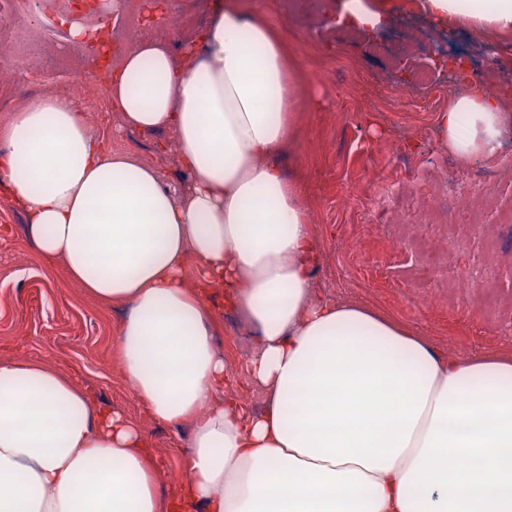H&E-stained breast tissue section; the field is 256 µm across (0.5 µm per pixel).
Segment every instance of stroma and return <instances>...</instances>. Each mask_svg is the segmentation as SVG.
<instances>
[{"mask_svg":"<svg viewBox=\"0 0 512 512\" xmlns=\"http://www.w3.org/2000/svg\"><path fill=\"white\" fill-rule=\"evenodd\" d=\"M62 0H19L31 11L36 37L66 46L67 26L56 13ZM339 0H263L262 14L283 31L317 96L299 147L286 158L301 170L322 253L312 277L336 298L355 299L424 330L441 348L466 356L512 347V227L502 214L512 208V153L464 164L435 139L436 111L400 104L373 89L380 81L412 85L419 98L434 87L453 85L450 71L435 68L431 52L416 45L399 49L382 31H357L339 21ZM499 52L484 61L494 79L512 86V35H470L464 52L488 46ZM92 72L108 77L97 56H82L66 74L44 69L0 80V94L36 97V84L63 92ZM99 115L93 133L115 151H132L158 165L166 181L184 186L173 155L157 150L159 135L121 126L96 87L82 100ZM469 172L466 203L446 194L458 173ZM400 192L386 221L372 224L366 212L381 182ZM447 196L448 212L433 215L431 197ZM14 228L0 241V355L42 359L69 373L106 405L139 420L143 414L127 387L115 355L118 312L75 288L62 270L42 266L23 231L24 219L0 198V225ZM498 256L492 288L461 282L486 251ZM438 259L431 277L418 274L423 254Z\"/></svg>","mask_w":512,"mask_h":512,"instance_id":"1","label":"stroma"}]
</instances>
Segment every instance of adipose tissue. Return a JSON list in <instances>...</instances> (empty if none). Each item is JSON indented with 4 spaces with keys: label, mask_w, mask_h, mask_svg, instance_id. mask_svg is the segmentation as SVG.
Wrapping results in <instances>:
<instances>
[{
    "label": "adipose tissue",
    "mask_w": 512,
    "mask_h": 512,
    "mask_svg": "<svg viewBox=\"0 0 512 512\" xmlns=\"http://www.w3.org/2000/svg\"><path fill=\"white\" fill-rule=\"evenodd\" d=\"M436 22L512 34V0H420ZM437 117L462 163L497 155L512 112L467 71ZM105 95L126 127L168 133L187 186L109 149L74 97L0 123V196L36 257L123 308L116 351L145 417L188 433L165 495L143 430L53 364L0 357V512H512V351L459 357L316 287L305 183L284 157L314 95L284 36L218 0L181 54L142 37ZM225 306L258 343L237 368ZM261 394L262 410L242 396ZM208 305L222 320L223 330L221 336H218V340L220 348L224 353V360L231 364L235 363L245 348H249L256 343L257 337L254 334L248 340H240L237 337L240 335L237 334L231 319L227 318V316L232 315V312L224 308V295L212 298Z\"/></svg>",
    "instance_id": "adipose-tissue-1"
}]
</instances>
